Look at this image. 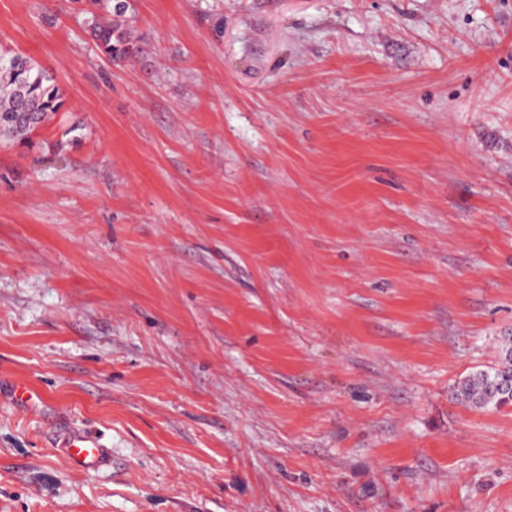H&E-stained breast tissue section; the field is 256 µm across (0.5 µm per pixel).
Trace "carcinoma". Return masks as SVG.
<instances>
[{
  "label": "carcinoma",
  "instance_id": "obj_1",
  "mask_svg": "<svg viewBox=\"0 0 512 512\" xmlns=\"http://www.w3.org/2000/svg\"><path fill=\"white\" fill-rule=\"evenodd\" d=\"M93 18V33L98 49L120 63L139 52V39L132 0H83ZM65 106L64 93L33 59L22 57L17 63L0 61V140L16 144L32 141ZM456 400L476 410L512 406V334L502 337L495 366L476 370L458 382Z\"/></svg>",
  "mask_w": 512,
  "mask_h": 512
}]
</instances>
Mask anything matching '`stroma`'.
<instances>
[{
	"mask_svg": "<svg viewBox=\"0 0 512 512\" xmlns=\"http://www.w3.org/2000/svg\"><path fill=\"white\" fill-rule=\"evenodd\" d=\"M133 3L0 0V512H512V0ZM85 2V10L93 18V33L98 49L105 56L120 63L139 52V39L134 20L132 0H78ZM103 11L104 13H98ZM0 61V141L7 138L16 144L32 141L65 106L64 93L33 59ZM453 395L476 410L512 406V334L502 337L495 366L467 375L458 382ZM66 454L77 465L85 468L103 466L107 455L97 438L91 434L73 435L64 445Z\"/></svg>",
	"mask_w": 512,
	"mask_h": 512,
	"instance_id": "1",
	"label": "stroma"
}]
</instances>
